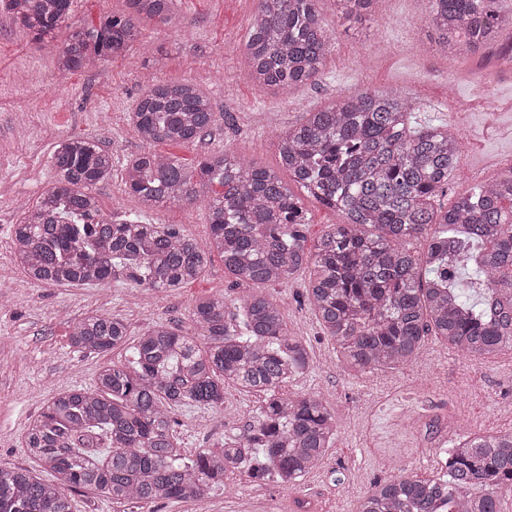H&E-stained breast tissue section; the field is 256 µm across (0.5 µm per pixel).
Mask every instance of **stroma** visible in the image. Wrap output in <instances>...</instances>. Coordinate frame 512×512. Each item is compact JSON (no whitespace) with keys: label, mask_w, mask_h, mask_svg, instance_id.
Segmentation results:
<instances>
[{"label":"stroma","mask_w":512,"mask_h":512,"mask_svg":"<svg viewBox=\"0 0 512 512\" xmlns=\"http://www.w3.org/2000/svg\"><path fill=\"white\" fill-rule=\"evenodd\" d=\"M319 9L334 36L332 51L317 84L298 87L287 96L257 90L243 66L257 0H182L170 23L142 21L144 47L65 76L58 74L54 58L68 27L36 44L0 11L1 466L33 469L21 444L28 421L55 393L92 385L104 361L129 360L123 349L101 356L71 348L72 327L85 314L108 311L122 318L136 337L159 321L188 327L190 309L199 297L231 301L248 291L234 282L217 256L197 280L136 304L129 300V283L38 285L13 263L12 227L21 218V204L34 203L52 186L50 153L60 139L96 140L119 159L142 151L125 115L133 108L144 74L194 81L220 113L204 141L157 144L158 152L190 164L228 148L279 171V134L338 96L367 88L403 91L431 125L455 122L461 151L444 204L494 178L499 160L512 159V64L494 63L464 45L454 54H442L428 23V0H384L374 20L362 22L337 20L328 0H321ZM93 192L105 212L172 224L199 246L207 244V195L179 208L145 212L136 197L121 191L117 178L98 183ZM308 279V271H299L269 293L290 330L304 337L313 361L311 372L290 382L288 392L320 393L336 413V442L322 464L291 489L233 475L204 501L161 500L146 509L81 491L73 496L78 512H357L376 482L402 472L420 478L437 475L447 432L512 429V350L471 359L429 335L417 359L403 368L354 371L304 302ZM428 399L447 411L444 428L420 435L410 431L403 447H384L394 426L391 410L415 412ZM257 405V395L228 384L220 408H181L176 431L182 447H220L235 424L253 419Z\"/></svg>","instance_id":"1"}]
</instances>
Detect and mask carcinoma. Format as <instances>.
<instances>
[{
  "label": "carcinoma",
  "mask_w": 512,
  "mask_h": 512,
  "mask_svg": "<svg viewBox=\"0 0 512 512\" xmlns=\"http://www.w3.org/2000/svg\"><path fill=\"white\" fill-rule=\"evenodd\" d=\"M72 0H0L14 23L42 41L70 18ZM122 16L71 27L56 53L62 72L91 68L141 44V21L166 24L178 0H125ZM319 0H258L247 68L262 90L288 91L318 80L333 35ZM379 0H332L336 17L362 20ZM430 24L445 53L498 45L496 0H429ZM128 121L145 144L122 166L124 192L144 208L179 207L209 193L210 251L249 293L229 304L196 301L185 331L157 322L132 345L131 365H100L89 388L56 393L28 424L22 447L52 479L0 466V512H74L69 492L87 489L114 503L201 502L228 473L273 478L284 488L323 461L336 440V414L314 393L282 389L311 369L305 341L292 333L267 288L309 270L306 300L353 369L406 366L425 337L466 357L512 349V166L455 199L448 192L459 156L448 126L419 120L402 93L341 97L307 113L279 136L281 166L303 192L342 217L313 249L300 200L273 171L227 151L190 168L158 153L187 146L219 121L211 98L188 80L144 78ZM55 181L13 225L16 265L38 284L105 286L125 279L139 293L196 280L208 253L171 224L116 219L92 193L112 176V153L93 139L67 137L51 154ZM424 248L418 256L405 244ZM497 295V309L463 300L459 269ZM70 343L107 354L128 343L124 321L91 312ZM261 394L247 435L218 451L187 454L176 435L181 407L218 408L224 386ZM512 492V432L452 434L445 473L401 474L364 497L358 512H501Z\"/></svg>",
  "instance_id": "obj_1"
}]
</instances>
